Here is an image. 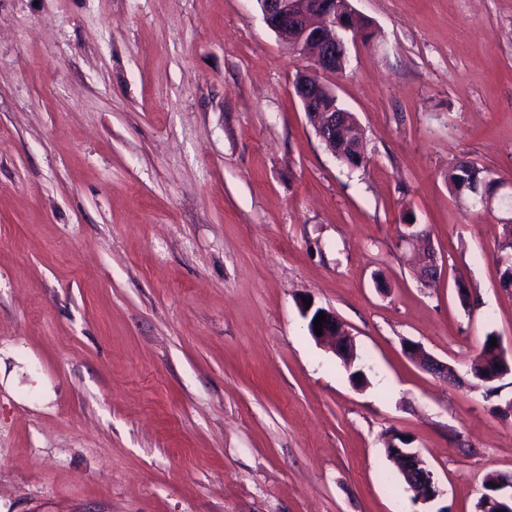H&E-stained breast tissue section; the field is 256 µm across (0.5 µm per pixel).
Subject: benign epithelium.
Wrapping results in <instances>:
<instances>
[{
    "label": "benign epithelium",
    "mask_w": 512,
    "mask_h": 512,
    "mask_svg": "<svg viewBox=\"0 0 512 512\" xmlns=\"http://www.w3.org/2000/svg\"><path fill=\"white\" fill-rule=\"evenodd\" d=\"M266 25L294 53L304 57L308 66L300 71L294 82V94L300 100L308 123L317 138L331 152L336 153V108L324 107L328 97H335L324 77L336 73V65H345L348 43L363 41L364 32L359 30L351 8H341L336 14V0H257ZM402 242L418 251L416 275L420 284L430 288L440 278L441 266L437 253L429 244V233L407 225ZM324 313L322 335L315 332L314 321H309L310 335L317 341H331L339 356L354 355L351 337L331 309H318ZM407 356L427 371L448 377V365L429 355L420 345H405ZM386 452L395 459L407 480L408 490L417 502L429 503L441 495L434 473L427 467L420 452L412 447H402L390 439ZM478 512H512V480L498 485V490L485 494Z\"/></svg>",
    "instance_id": "benign-epithelium-1"
}]
</instances>
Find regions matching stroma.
<instances>
[{
    "label": "stroma",
    "instance_id": "1",
    "mask_svg": "<svg viewBox=\"0 0 512 512\" xmlns=\"http://www.w3.org/2000/svg\"><path fill=\"white\" fill-rule=\"evenodd\" d=\"M351 5L375 36L328 82L360 168L315 135L257 0H0V512H477L512 475V374L467 376L487 334L512 349V212L448 188L465 162L512 183V0ZM505 224L512 225V219H510L509 223L502 225V234L498 242V251L502 253V256L499 258V263L502 267L500 279L503 281L507 278H511V283L508 288H512V230ZM419 224H407L411 229L405 233L402 242L418 251L417 278L422 286L431 288L440 278L441 266L438 263L437 253L429 244L430 234L425 230H414ZM422 247V248H421ZM321 312H324L326 315V321L321 322L322 335L318 336L315 332L314 320ZM336 320L338 322L337 326ZM308 328L310 335L315 340L332 341L334 343L335 352L338 357L346 354L349 357L350 364L352 363V356L355 354L352 339L349 334L345 332L343 324L340 322L339 318L336 316V313L333 310L326 308L317 309L310 318ZM407 356L421 365L427 371L439 375L440 377L448 378V375L453 374V370L449 369L448 364H444L429 355L419 344L407 343L405 345ZM393 439L401 444H406L398 434H394ZM393 439L388 440L386 452L398 462L401 472L407 480L408 490L413 493V499L422 503L434 501L442 493L434 478V473L427 467L416 448L402 447Z\"/></svg>",
    "mask_w": 512,
    "mask_h": 512
}]
</instances>
